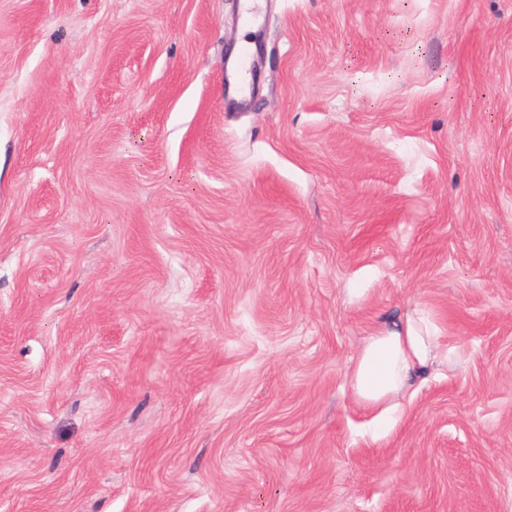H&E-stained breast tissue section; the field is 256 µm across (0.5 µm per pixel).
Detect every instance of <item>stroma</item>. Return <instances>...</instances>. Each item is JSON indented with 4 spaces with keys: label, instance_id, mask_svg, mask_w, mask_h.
I'll return each mask as SVG.
<instances>
[{
    "label": "stroma",
    "instance_id": "stroma-1",
    "mask_svg": "<svg viewBox=\"0 0 512 512\" xmlns=\"http://www.w3.org/2000/svg\"><path fill=\"white\" fill-rule=\"evenodd\" d=\"M239 2L0 0V512H512V0ZM438 327L420 311L376 329L365 340L350 374L357 404L386 426L396 423L401 401L431 369L448 362Z\"/></svg>",
    "mask_w": 512,
    "mask_h": 512
}]
</instances>
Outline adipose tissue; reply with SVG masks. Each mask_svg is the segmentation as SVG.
Returning a JSON list of instances; mask_svg holds the SVG:
<instances>
[{"label":"adipose tissue","mask_w":512,"mask_h":512,"mask_svg":"<svg viewBox=\"0 0 512 512\" xmlns=\"http://www.w3.org/2000/svg\"><path fill=\"white\" fill-rule=\"evenodd\" d=\"M447 359L437 326L414 312L366 338L350 374L353 396L380 423L393 426L405 396Z\"/></svg>","instance_id":"ef3b65f1"}]
</instances>
